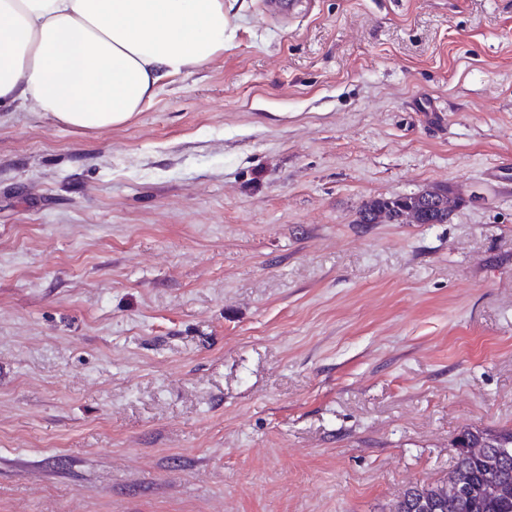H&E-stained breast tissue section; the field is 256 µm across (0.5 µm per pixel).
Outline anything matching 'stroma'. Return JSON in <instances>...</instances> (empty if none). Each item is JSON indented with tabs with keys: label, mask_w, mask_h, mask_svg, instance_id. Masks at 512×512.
<instances>
[{
	"label": "stroma",
	"mask_w": 512,
	"mask_h": 512,
	"mask_svg": "<svg viewBox=\"0 0 512 512\" xmlns=\"http://www.w3.org/2000/svg\"><path fill=\"white\" fill-rule=\"evenodd\" d=\"M262 4L122 126L0 112V512H389L512 427V0ZM412 213L415 224H445L448 213V188H437L420 194L372 199L359 209L357 223L402 224L400 218Z\"/></svg>",
	"instance_id": "stroma-1"
}]
</instances>
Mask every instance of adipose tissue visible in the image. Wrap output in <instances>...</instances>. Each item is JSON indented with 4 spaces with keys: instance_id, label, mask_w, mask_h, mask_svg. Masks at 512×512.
<instances>
[{
    "instance_id": "ef3b65f1",
    "label": "adipose tissue",
    "mask_w": 512,
    "mask_h": 512,
    "mask_svg": "<svg viewBox=\"0 0 512 512\" xmlns=\"http://www.w3.org/2000/svg\"><path fill=\"white\" fill-rule=\"evenodd\" d=\"M224 0H0V109L109 130L224 49Z\"/></svg>"
}]
</instances>
